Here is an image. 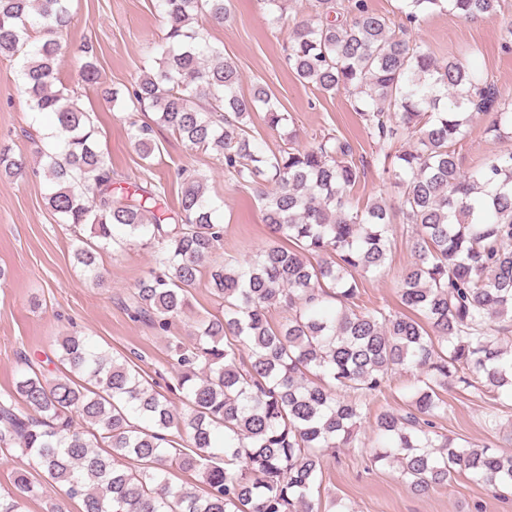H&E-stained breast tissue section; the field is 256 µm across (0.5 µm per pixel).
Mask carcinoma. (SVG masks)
<instances>
[{
  "label": "carcinoma",
  "instance_id": "cac0c4a2",
  "mask_svg": "<svg viewBox=\"0 0 512 512\" xmlns=\"http://www.w3.org/2000/svg\"><path fill=\"white\" fill-rule=\"evenodd\" d=\"M400 2L396 21L364 0H313L316 22L291 27L285 60L300 82L349 94L403 188L398 210L414 253L399 282L404 313L358 304L361 278L391 251L393 216L384 202L349 200L360 180L351 143L327 134L299 149L290 135L268 153L249 133L254 112L272 129L288 114L260 84L241 94L239 69L195 23L224 22L231 0H157L165 34L150 52L160 55L158 69L123 96L103 94L133 112L154 109L158 124L216 151L225 171L258 188L264 223L289 246L274 242L235 264L220 260L224 226L203 176L177 172L179 207L169 218L154 211L163 186L116 191L91 114L59 76L69 0H0V58L22 56L32 108L57 125V141L39 149L48 204L61 223L89 224L96 238L76 250L77 262L99 281L102 249L151 245L154 265L127 311L158 332L185 312L205 270L224 304L189 342L169 343L182 415L131 358L87 336L61 338L64 374L53 380L24 361L13 388L0 392V450L26 460L14 490L0 493V512H25L43 484L64 487L83 512H315L324 451L358 447L370 398L403 371L413 376L408 408L377 414L371 461L397 468L417 495L448 485L459 469L512 488V453L459 444L435 423L448 412L442 393L457 386L491 401L512 395V150L465 172L455 148L488 112V131L505 136L512 107L477 70L439 62L407 36L426 12L468 20L495 14L500 0ZM79 70L86 85H99L90 43ZM128 127L149 158L152 126L131 116ZM402 127L415 138L396 150ZM26 167L0 146L1 174ZM273 307L288 319L272 324ZM173 469L201 486L172 484Z\"/></svg>",
  "mask_w": 512,
  "mask_h": 512
}]
</instances>
